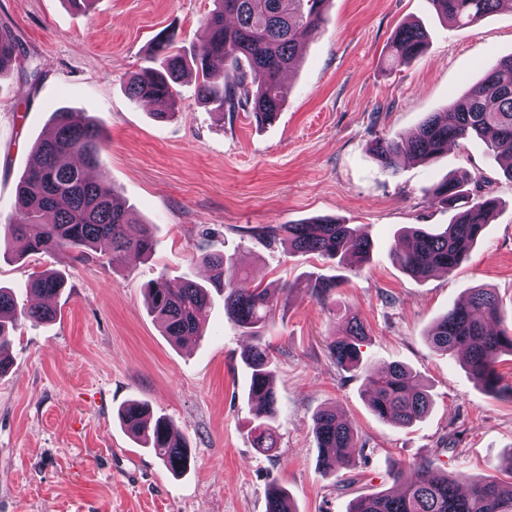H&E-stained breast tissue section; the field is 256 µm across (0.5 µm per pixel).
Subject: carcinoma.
<instances>
[{
  "instance_id": "1",
  "label": "carcinoma",
  "mask_w": 512,
  "mask_h": 512,
  "mask_svg": "<svg viewBox=\"0 0 512 512\" xmlns=\"http://www.w3.org/2000/svg\"><path fill=\"white\" fill-rule=\"evenodd\" d=\"M217 7L205 20V37L191 57L174 51V34L161 33L154 54L127 81L130 99L161 103L154 116L171 120L179 113L175 85L188 70L195 71L198 96L216 110L230 112L250 107L257 122L271 123L284 103L280 75L296 63L301 41L326 23L329 0H215ZM504 0H431L437 14L457 28L478 24L497 11ZM426 34L414 22L400 26L391 39L390 62L395 68L412 65L426 49ZM20 41L11 30H0V73L11 68ZM224 62V78L216 81L213 62ZM477 138L489 150L509 159L512 174V55L498 60L486 75L441 112H432L406 140L377 138L368 151L379 167L395 173L402 155L431 161L447 153L448 144ZM106 142L104 130L76 112L59 111L45 135L35 145L32 159L17 185L18 210L4 230L26 243V252L86 250L112 256L117 262L129 253L148 256L154 238L148 224L136 235L128 232L131 212L104 176L91 179L87 171L99 166ZM472 176L449 177L425 190L431 200L455 208L449 224L439 232L410 228L392 251L394 263L406 274L426 278L433 272L460 265L490 223L498 202L486 192L469 188ZM254 239L269 244L285 236L293 251L318 254L331 260L370 259L369 239L359 230L334 218L315 217L294 224H262L246 229ZM212 282L224 290V311L249 339L259 336L274 315L277 299L265 288L241 286V269L233 254H205ZM64 278L43 271L28 283L42 298L60 294ZM148 309L173 341L200 334L211 298L207 289L190 280L160 277L145 285ZM499 307L495 293L476 288L468 301L448 310L428 331L430 344L449 354L462 351L470 373L488 390L512 392L497 370L500 358L512 355V336L493 329ZM54 307L41 304L18 309L14 292L0 287V370L7 364L6 348L23 320L50 322ZM366 339L362 324L348 323L345 335L330 345L341 370L361 365L359 343ZM250 369L259 448L274 447L275 392L269 346L251 344L244 352ZM412 373L394 363L364 377V391L374 414L381 420L408 427L425 416L430 395L421 381L410 383ZM128 433L142 437L162 464L181 472L190 464L185 441L174 432L173 422L150 416L148 407L127 401L119 412ZM313 433L320 448L319 465L326 475L345 468L356 447L357 430L333 409L314 418ZM395 486L356 500L349 512H512V482L494 476L473 480L448 477L434 461L417 466L414 478L403 482L392 473ZM267 512H295L288 493L272 486L267 491Z\"/></svg>"
}]
</instances>
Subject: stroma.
<instances>
[{
    "instance_id": "1",
    "label": "stroma",
    "mask_w": 512,
    "mask_h": 512,
    "mask_svg": "<svg viewBox=\"0 0 512 512\" xmlns=\"http://www.w3.org/2000/svg\"><path fill=\"white\" fill-rule=\"evenodd\" d=\"M213 0H0V22L22 37L17 65L0 74V223L18 203L31 150L57 109L83 113L107 141L99 174L152 225L150 257L119 264L95 254H23L0 240V285L32 303L33 274L62 271L50 323L22 322L0 374V512H267L270 486L287 489L297 512H348L352 499L391 487L387 472L440 458L448 473L512 481V397L475 381L464 358L437 352L433 323L475 288L500 301L498 329H512V179L477 142L449 147L436 162L402 161L382 172L366 150L377 137L405 138L442 111L487 68L512 54V9L458 30L429 0H330L324 30L284 77L285 102L272 124L248 108L217 113L200 102L194 73L177 86L182 112L160 121L125 86L161 31L182 54L204 37ZM426 29L428 46L410 67L389 62L403 23ZM484 178L500 206L456 269L410 277L390 253L400 230L441 227L452 217L424 194L444 177ZM331 217L370 239L365 263L296 253L281 240L248 238L258 224ZM237 254L244 284L278 297L262 342L273 353L277 446H255L248 396V344L212 291L199 336L172 343L147 310L143 287L164 276L207 284L206 253ZM336 283L318 299L308 281ZM365 326L363 368L406 366L429 388L427 415L411 427L373 414L358 372L339 370L329 344L350 318ZM172 420L192 450L171 474L121 425L128 400ZM332 408L361 436L349 468L325 475L313 417Z\"/></svg>"
}]
</instances>
